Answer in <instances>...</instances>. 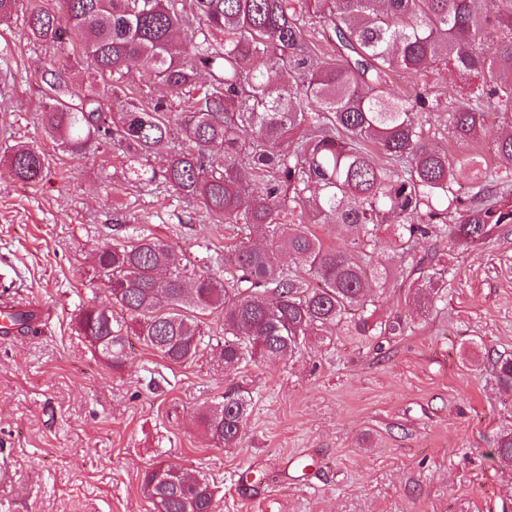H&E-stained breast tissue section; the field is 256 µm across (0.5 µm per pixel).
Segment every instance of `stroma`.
Instances as JSON below:
<instances>
[{
  "instance_id": "obj_1",
  "label": "stroma",
  "mask_w": 512,
  "mask_h": 512,
  "mask_svg": "<svg viewBox=\"0 0 512 512\" xmlns=\"http://www.w3.org/2000/svg\"><path fill=\"white\" fill-rule=\"evenodd\" d=\"M34 8L57 4L22 0L0 24V156L30 144L47 158L37 183L0 164V299L37 317L0 333V459L16 471L0 512H152L141 479L158 465L206 478L215 512H512V466L489 456L512 430V395L492 375L498 355L512 357V225L475 248L421 243L448 259L436 310L417 311L409 280L375 285V318H401L399 334L359 343L340 327L313 331L292 356L240 372L207 349L170 362L130 335L112 366L75 325L90 305L122 315L96 250L144 234L175 250L183 276L220 277L240 236L163 180L130 187L129 162L112 148L75 156L45 134L43 75L71 71L77 90L90 61L81 46L27 39ZM150 70L138 61L122 87L99 82L105 105L162 96ZM507 128L494 113L489 136L462 143L441 111L425 133L453 158L478 153L492 166V135ZM233 385L249 406L227 448L197 413Z\"/></svg>"
}]
</instances>
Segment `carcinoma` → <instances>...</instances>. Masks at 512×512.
Returning a JSON list of instances; mask_svg holds the SVG:
<instances>
[{
	"label": "carcinoma",
	"mask_w": 512,
	"mask_h": 512,
	"mask_svg": "<svg viewBox=\"0 0 512 512\" xmlns=\"http://www.w3.org/2000/svg\"><path fill=\"white\" fill-rule=\"evenodd\" d=\"M326 23L334 44L319 49L314 33ZM27 35L52 44L79 43L95 77L120 83L129 62H153L150 78L179 97L207 78L181 129L192 145L163 158L160 169L136 167L142 184L162 177L183 197L240 231L265 227L269 243L243 236L224 279L187 283L177 254L142 235L102 247L96 268L112 284V301L137 329L133 334L163 358L186 362L209 346L226 369L298 352L312 329L352 320L354 335H393L400 323L373 325L372 283L396 271L413 280V297L426 313L448 292V268L435 255L392 269L375 259L382 226L394 243L413 249L431 237L462 246L486 242L512 224V131L495 138L497 168L483 172L481 156L454 160L426 142L424 120L440 106L429 69L450 66L477 75L467 97L448 106V130L460 142L488 133L487 114L512 112V0H60L59 12L30 13ZM500 39L485 54L483 41ZM395 73L408 89L388 91ZM42 112L45 132L70 154L90 142H110L134 162L150 157L174 136L163 102L110 111L93 90L68 97L69 76L52 71ZM224 153L218 165L212 152ZM23 183L43 179L46 158L33 145L4 157ZM483 179L469 199L460 179ZM302 222L283 224L285 209ZM317 224H339L352 235L327 246ZM300 268L288 270L279 252ZM305 271L319 285L300 275ZM224 310V337L205 339L198 315ZM79 332L122 356V325L97 306L76 316ZM496 383L512 393V360L497 361ZM247 401L236 388L203 410L212 439L231 447L242 433ZM494 455L512 464V430L501 433ZM143 494L155 512H215L216 493L206 479L187 490L169 467L145 472Z\"/></svg>",
	"instance_id": "cac0c4a2"
}]
</instances>
